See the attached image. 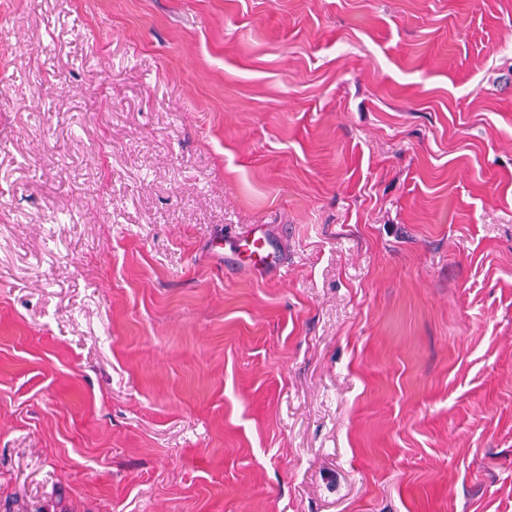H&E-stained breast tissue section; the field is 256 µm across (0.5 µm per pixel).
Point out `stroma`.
<instances>
[{
    "label": "stroma",
    "mask_w": 512,
    "mask_h": 512,
    "mask_svg": "<svg viewBox=\"0 0 512 512\" xmlns=\"http://www.w3.org/2000/svg\"><path fill=\"white\" fill-rule=\"evenodd\" d=\"M0 512H512V0H0ZM242 241L244 245H238V247L245 246L251 251V254H256L258 260L253 264H248L256 271H262L269 266H276L279 263L278 255L274 248L268 243L264 235L258 236H244Z\"/></svg>",
    "instance_id": "stroma-1"
}]
</instances>
